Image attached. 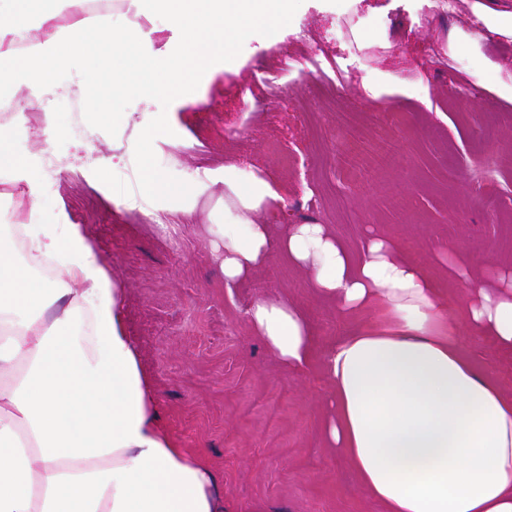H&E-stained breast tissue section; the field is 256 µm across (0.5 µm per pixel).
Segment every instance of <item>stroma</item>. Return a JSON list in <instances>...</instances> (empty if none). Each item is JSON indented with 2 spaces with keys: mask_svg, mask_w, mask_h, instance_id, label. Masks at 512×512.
<instances>
[{
  "mask_svg": "<svg viewBox=\"0 0 512 512\" xmlns=\"http://www.w3.org/2000/svg\"><path fill=\"white\" fill-rule=\"evenodd\" d=\"M474 0H296L277 37L256 25L195 81L132 95L115 107L87 88L112 62L76 61L68 99L0 116L20 128L22 159H52L30 204L0 184L4 223L80 225L117 288L122 326L162 401L161 422L201 454L230 501L265 512H382L321 424L330 397L318 369L295 371L252 332L259 299L299 306L320 344L353 321L314 292L312 277L279 255L226 288L214 234L224 221V169L280 194L259 224L328 225L350 250L378 234L441 280L448 310L455 276L493 261L512 272V102L463 80L493 61L512 76V41L484 36L480 51H449ZM205 181L189 198H158L151 173ZM498 212H491L487 196ZM462 347L512 392V357L485 336Z\"/></svg>",
  "mask_w": 512,
  "mask_h": 512,
  "instance_id": "obj_1",
  "label": "stroma"
}]
</instances>
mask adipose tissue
<instances>
[{"label":"adipose tissue","instance_id":"adipose-tissue-1","mask_svg":"<svg viewBox=\"0 0 512 512\" xmlns=\"http://www.w3.org/2000/svg\"><path fill=\"white\" fill-rule=\"evenodd\" d=\"M68 28L52 27L58 0H0V91L28 90L47 108L48 90L73 57L87 60L116 44L112 96L148 97L177 86L197 99L193 71L227 52L240 30L278 31L290 0H132L165 12L185 35L180 54L147 56L144 34L116 33L110 14H81L65 0ZM44 29L14 47L31 16ZM16 128L0 126V172L24 184L40 179L15 150ZM265 180L240 181L224 169L226 287L279 254L311 273L317 295L344 316L377 317L347 337L318 346L302 311L288 300H259L247 311L253 332L289 368L317 367L332 392L325 447L340 450L383 512H512V393L462 348L460 325L512 354V277L462 274L461 318L425 268L387 240L360 251L323 224L274 233L251 219L277 201ZM27 252L0 228V512H230L213 470L179 447L158 422L138 348L126 336L112 276L79 225L25 227ZM58 264L54 280L32 268Z\"/></svg>","mask_w":512,"mask_h":512}]
</instances>
